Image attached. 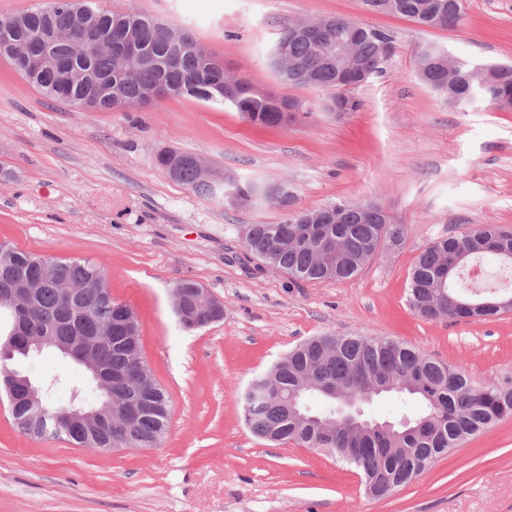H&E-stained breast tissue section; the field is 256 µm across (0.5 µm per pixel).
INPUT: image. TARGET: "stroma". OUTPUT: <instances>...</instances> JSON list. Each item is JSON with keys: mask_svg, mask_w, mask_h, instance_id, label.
<instances>
[{"mask_svg": "<svg viewBox=\"0 0 512 512\" xmlns=\"http://www.w3.org/2000/svg\"><path fill=\"white\" fill-rule=\"evenodd\" d=\"M90 3L184 27L226 73L293 96L308 114L261 129L232 107L187 97L82 112L0 59V240L103 266L113 298L138 318L145 361L171 404L160 447L101 453L29 438L0 393V512H512V418L383 498L337 457L267 445L242 420L251 379L322 334L389 336L476 381L512 378V312L431 321L406 301L411 266L429 243L478 224L512 226V110L444 105L416 78L411 50L432 42L463 60L512 63V0H466L447 30L367 12L360 0ZM332 15L399 38L385 74L357 90L355 112H327L328 92L284 86L268 64L282 25ZM166 150L194 155L217 179L286 184L302 208L376 202L405 225V240L348 280L291 281L235 232L280 223L283 210L197 196L158 165ZM184 280L223 301L222 321L179 324L173 288ZM21 368L36 380L60 375L61 402L87 381L83 367L52 355Z\"/></svg>", "mask_w": 512, "mask_h": 512, "instance_id": "stroma-1", "label": "stroma"}]
</instances>
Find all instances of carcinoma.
Wrapping results in <instances>:
<instances>
[{
	"label": "carcinoma",
	"instance_id": "carcinoma-1",
	"mask_svg": "<svg viewBox=\"0 0 512 512\" xmlns=\"http://www.w3.org/2000/svg\"><path fill=\"white\" fill-rule=\"evenodd\" d=\"M451 0H361L375 13L408 18L424 28L452 29L462 19L449 9ZM327 38L352 39L357 59L366 71L361 82L339 81L336 62L320 47L284 26L273 44L269 59L283 65L275 70L280 82L289 87H307L329 92L328 103L340 102L349 112L360 102L352 92L377 76L381 44L395 45L397 34L389 29L364 25L354 19L327 18ZM123 27L141 39L145 51L140 61L121 59L110 50L112 32ZM89 28L96 40L81 49V59L95 70L97 83H89L74 72L65 78L66 92L76 99L92 100L96 109H136L143 106L145 93L154 86H165L169 95L190 97L208 104L230 105L250 123L261 127L279 126L278 114L288 104L300 106L290 97L264 98L251 92L249 82L228 76L222 65L213 62L189 33L163 21L121 10L91 11L80 14L74 0H51L45 8L0 18V43L11 40L21 53L7 55L14 70L34 85L46 98L58 100L54 84L26 69L23 51H40L53 36ZM423 47L431 52L420 81L443 102L466 106L468 92L463 85L450 87L442 80L448 51L434 44ZM512 98V65L493 74L488 101ZM177 182L194 193L216 198L220 195L250 194L249 203L264 199L260 185L228 174L219 184L203 175L195 163L181 166ZM279 206L286 211L278 224H242L239 239L246 250L265 265L283 272L295 281L333 282L353 277L368 265L384 245H400L405 228L386 215L373 202L359 204L345 199L333 201L300 213L312 224L291 222L294 193L279 186ZM64 268L66 288L46 285L38 289L31 310L13 312L0 307V339L21 328L32 334L55 336L91 361L104 380L112 382V403L120 405L134 395L142 383L144 359L130 354L127 342L116 331L112 303L91 285L95 279L108 282L107 271L89 260L47 257ZM493 263L489 271L508 283L497 287L496 301L512 296V228L481 224L469 234L442 237L427 245L418 255L409 275V308L427 320L465 322L491 320L502 311L497 308L466 310L454 304H480L484 298L467 295L465 279L472 268ZM110 333L108 344H94L84 337ZM385 376L392 386L384 393L403 407L414 398L418 414L401 416L388 431H378L379 421L368 419V427L350 432L345 420V398L358 399L363 406L372 396L363 394L367 381ZM320 384L336 389V397L323 396L314 409L307 396ZM298 396L301 413L318 420L298 422L287 414L279 397ZM154 411L145 415L129 433L128 448H156L165 436L170 404L159 383L152 385ZM243 416L258 437L271 443L294 442L314 451L342 456L343 448H364L356 461H347L359 471L368 493L376 497L411 483L440 458L490 426L512 418V379L477 382L462 368L438 361L413 345L384 336H315L282 355L262 375L251 382L245 394Z\"/></svg>",
	"mask_w": 512,
	"mask_h": 512
}]
</instances>
